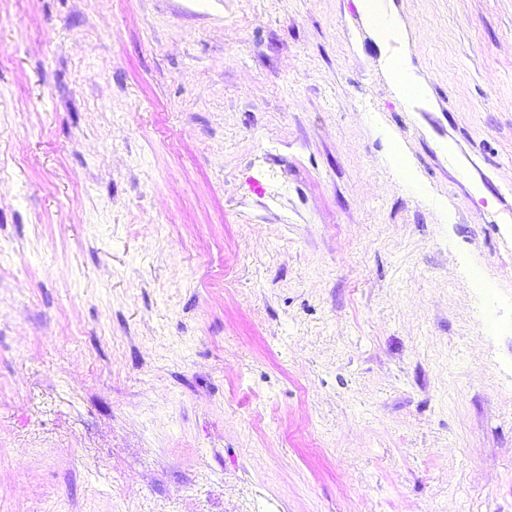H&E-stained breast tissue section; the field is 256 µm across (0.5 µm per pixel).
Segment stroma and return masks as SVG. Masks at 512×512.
I'll use <instances>...</instances> for the list:
<instances>
[{"mask_svg":"<svg viewBox=\"0 0 512 512\" xmlns=\"http://www.w3.org/2000/svg\"><path fill=\"white\" fill-rule=\"evenodd\" d=\"M382 5L0 0V512H512V0ZM364 18L373 31L384 40L401 35V30L394 21L386 22L381 17L380 1L361 0ZM395 76L396 88L402 97L422 99L425 95L423 82L407 67L401 57H396L390 64Z\"/></svg>","mask_w":512,"mask_h":512,"instance_id":"stroma-1","label":"stroma"}]
</instances>
